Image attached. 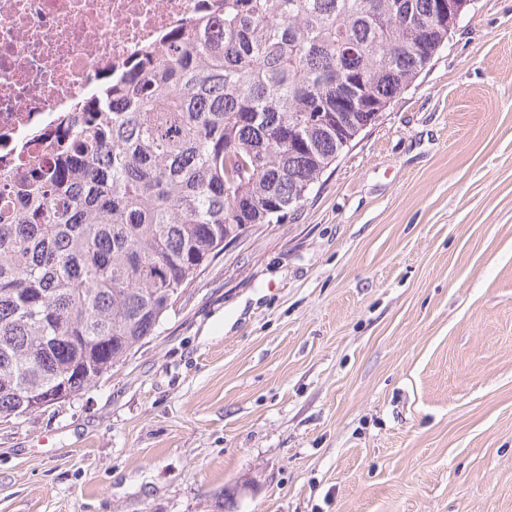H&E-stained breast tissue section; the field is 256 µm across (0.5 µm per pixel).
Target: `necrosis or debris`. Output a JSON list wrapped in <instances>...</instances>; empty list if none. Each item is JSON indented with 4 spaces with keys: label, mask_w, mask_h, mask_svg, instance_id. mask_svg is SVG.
Masks as SVG:
<instances>
[{
    "label": "necrosis or debris",
    "mask_w": 512,
    "mask_h": 512,
    "mask_svg": "<svg viewBox=\"0 0 512 512\" xmlns=\"http://www.w3.org/2000/svg\"><path fill=\"white\" fill-rule=\"evenodd\" d=\"M205 19L222 23L221 0H0V171L47 156L99 80Z\"/></svg>",
    "instance_id": "necrosis-or-debris-1"
}]
</instances>
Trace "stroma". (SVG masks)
Masks as SVG:
<instances>
[{"label":"stroma","mask_w":512,"mask_h":512,"mask_svg":"<svg viewBox=\"0 0 512 512\" xmlns=\"http://www.w3.org/2000/svg\"><path fill=\"white\" fill-rule=\"evenodd\" d=\"M512 512V0L76 399L0 422V512Z\"/></svg>","instance_id":"stroma-1"}]
</instances>
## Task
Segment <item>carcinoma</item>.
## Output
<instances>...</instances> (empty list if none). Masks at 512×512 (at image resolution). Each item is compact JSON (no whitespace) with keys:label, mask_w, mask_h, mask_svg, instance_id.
Listing matches in <instances>:
<instances>
[{"label":"carcinoma","mask_w":512,"mask_h":512,"mask_svg":"<svg viewBox=\"0 0 512 512\" xmlns=\"http://www.w3.org/2000/svg\"><path fill=\"white\" fill-rule=\"evenodd\" d=\"M59 123L52 161L0 173V418L70 400L147 342L240 237L302 206L457 21L435 0H223Z\"/></svg>","instance_id":"carcinoma-1"}]
</instances>
